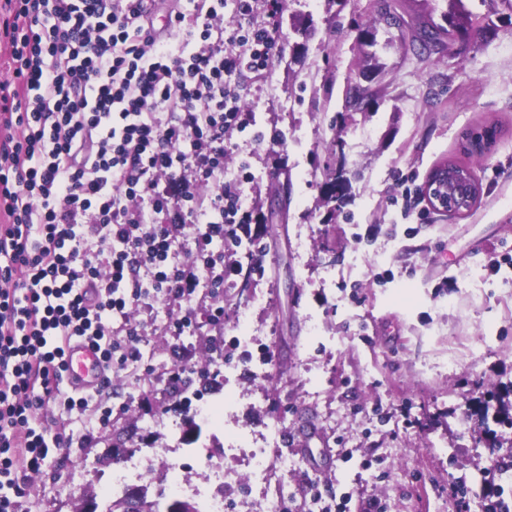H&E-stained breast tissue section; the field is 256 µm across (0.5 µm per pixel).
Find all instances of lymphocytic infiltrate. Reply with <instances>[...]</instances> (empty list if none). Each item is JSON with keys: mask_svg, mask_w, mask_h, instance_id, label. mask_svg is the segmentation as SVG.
<instances>
[{"mask_svg": "<svg viewBox=\"0 0 512 512\" xmlns=\"http://www.w3.org/2000/svg\"><path fill=\"white\" fill-rule=\"evenodd\" d=\"M261 1L277 2L0 0V489L71 442L31 427L35 412L108 418L103 390L65 383L72 339L128 369L141 357L131 307L223 285L221 246L250 217L254 179L245 163L225 178L224 139L253 124L245 78L281 53L254 19ZM176 216L196 221L188 265Z\"/></svg>", "mask_w": 512, "mask_h": 512, "instance_id": "1", "label": "lymphocytic infiltrate"}]
</instances>
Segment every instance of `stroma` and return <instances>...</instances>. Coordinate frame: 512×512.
Wrapping results in <instances>:
<instances>
[{"label":"stroma","instance_id":"1","mask_svg":"<svg viewBox=\"0 0 512 512\" xmlns=\"http://www.w3.org/2000/svg\"><path fill=\"white\" fill-rule=\"evenodd\" d=\"M368 0H283L275 19L283 53L242 104L255 132L233 133L224 172L249 163L243 187L260 223L263 270L250 288L230 273L221 293L191 302L149 298L131 310L142 356L133 374L108 375L106 423L55 411L48 433H73L41 471L19 477V512H72L87 493L105 498L114 450L151 453L147 477L167 484L187 447L209 449L242 477L247 462L229 443H251L273 420L283 438L312 421L329 459L289 475L293 507L312 482L380 500L383 512H485L487 472L512 457V429H487L489 406L512 396V20L494 33L476 25L468 50L416 65L408 37L379 23ZM375 26V42L358 43ZM379 89L372 113L347 116V84ZM494 129L484 156L466 150L467 130ZM471 169L483 194L471 211L428 210L402 218L390 200L397 170L420 177L442 161ZM347 189L324 199L329 174ZM268 350L254 373L228 335L240 310ZM191 313L190 333L168 324ZM223 356L234 375L204 398L225 401L224 433L188 438L192 407L171 381L174 363L196 377ZM372 467H365V460Z\"/></svg>","mask_w":512,"mask_h":512}]
</instances>
